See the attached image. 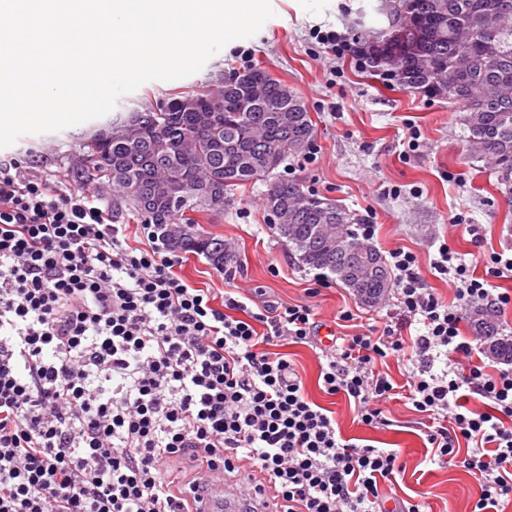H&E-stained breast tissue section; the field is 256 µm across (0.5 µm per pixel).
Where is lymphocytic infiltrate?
I'll return each instance as SVG.
<instances>
[{"instance_id": "lymphocytic-infiltrate-1", "label": "lymphocytic infiltrate", "mask_w": 512, "mask_h": 512, "mask_svg": "<svg viewBox=\"0 0 512 512\" xmlns=\"http://www.w3.org/2000/svg\"><path fill=\"white\" fill-rule=\"evenodd\" d=\"M96 199L0 165V512H193L213 471L268 512H387L399 451L343 438L275 350L313 341V308L237 318L245 303L190 287L154 225L147 246L123 245ZM389 257L396 306L423 332L334 337L323 390L353 401L364 425L386 424L396 391L376 364L415 356L404 390L430 420L434 457L462 461L479 486L471 512H494L512 497V367L474 364L481 340L460 324L466 307L498 311L512 295L445 244L433 269L452 304L424 288L413 252ZM461 438L475 445L465 459Z\"/></svg>"}]
</instances>
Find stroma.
Returning <instances> with one entry per match:
<instances>
[{
    "instance_id": "1",
    "label": "stroma",
    "mask_w": 512,
    "mask_h": 512,
    "mask_svg": "<svg viewBox=\"0 0 512 512\" xmlns=\"http://www.w3.org/2000/svg\"><path fill=\"white\" fill-rule=\"evenodd\" d=\"M375 3L270 0L274 15L255 35L229 42L198 73L149 81L120 96L111 117L156 107L188 87L244 71L241 54L250 52L253 65L266 67L303 97L315 124L309 149L289 156L277 176L296 180L358 221L376 225L371 244L382 253L396 248L414 252L425 287L450 301L453 285L430 268L439 246L448 244L477 276H486L489 254L512 246V201L499 188L491 165L471 155L447 99L410 94L313 38L316 29L349 32L360 12ZM87 129L82 123L20 136L0 149V162H18L29 176L51 177L65 193L82 188L83 180L68 174L66 166L79 156ZM265 191L261 181L238 188L223 214L202 217L203 227L229 248L225 267L187 254L179 275L191 287L218 297L227 292L248 296L259 288L270 301L311 305L317 321L329 328L340 311H352L351 334L389 322L394 311L388 302L366 306L334 276L301 263L276 231L263 205ZM470 224L480 225V239L469 235ZM328 343L319 335L311 343L281 348L294 360L309 398L330 411L342 437L400 451L404 469L395 476V499L423 497L426 512H471L474 476L459 464L431 462L424 419L411 403L393 400L389 426L372 429L360 422L344 396L324 392L319 374Z\"/></svg>"
}]
</instances>
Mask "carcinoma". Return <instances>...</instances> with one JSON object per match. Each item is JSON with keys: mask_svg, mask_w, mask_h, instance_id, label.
<instances>
[{"mask_svg": "<svg viewBox=\"0 0 512 512\" xmlns=\"http://www.w3.org/2000/svg\"><path fill=\"white\" fill-rule=\"evenodd\" d=\"M376 12L387 25L359 20L349 52L365 69L402 89L427 97H446L467 132V142L494 168L498 185L512 195V0H384ZM456 71V81L448 72ZM123 121L140 127L136 144L112 120L94 124L75 163L89 181L108 182L142 222L162 229L184 224L187 233L162 238L171 251L206 257L224 267V239L207 232L195 213L224 211L229 195L241 186L267 179L275 167L314 139L315 128L301 96L267 69L253 67L230 84L213 81L172 95L155 108L129 112ZM165 132L159 141L155 131ZM175 180L216 193L213 207L190 200L172 209L158 208L160 187ZM280 196L288 217L275 227L302 264L328 272L369 306L394 287L390 267L376 252L377 267L359 261L372 248L352 229L355 218L344 208L307 193L295 181L274 180L264 197ZM489 310L468 314L475 335L495 342L496 357L512 362V340L499 337Z\"/></svg>", "mask_w": 512, "mask_h": 512, "instance_id": "carcinoma-1", "label": "carcinoma"}]
</instances>
